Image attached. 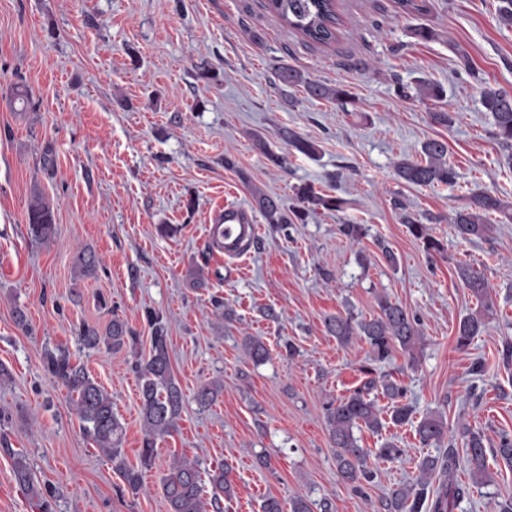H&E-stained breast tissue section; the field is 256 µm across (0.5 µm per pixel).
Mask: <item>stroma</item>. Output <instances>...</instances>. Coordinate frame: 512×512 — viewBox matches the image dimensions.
Returning <instances> with one entry per match:
<instances>
[{"mask_svg": "<svg viewBox=\"0 0 512 512\" xmlns=\"http://www.w3.org/2000/svg\"><path fill=\"white\" fill-rule=\"evenodd\" d=\"M499 0H342L341 33L329 46L308 43L284 27L265 0H0V512H39L13 474L23 454L36 484L50 490L51 512H167L160 481L174 456L197 460L208 474L233 467V495L224 512H260L264 496L289 505L306 498L313 512H383L391 489L413 482L423 457L464 455L458 421L488 437L512 433V366L499 360L512 337V222L492 215L490 238L465 241L449 219L476 192L512 204V168L491 134L480 103L490 85L512 93V26L497 20ZM426 26L431 41L413 28ZM287 63L311 78L344 86L346 106L281 92L274 67ZM439 84L451 122L431 121L429 105L401 97L399 86ZM31 91L28 104L12 90ZM127 99L119 107L118 99ZM290 127L319 147L310 158L289 151L277 131ZM287 155L271 165L254 144ZM448 143L455 187H419L397 177L394 164L418 159L427 139ZM232 157L235 168L224 166ZM311 183L347 199L344 212L305 224L261 225L237 257L211 249L216 211L251 207V186L293 202L294 186ZM54 208L58 237L31 242L27 210L34 194ZM435 216L441 253L428 255L400 220L402 210ZM368 227L360 241L339 231L345 221ZM172 225L163 235L159 225ZM384 240L396 257L388 265ZM91 247L101 259L95 277L77 280L73 256ZM462 264L486 275L494 309L467 351L456 347L460 318L479 304L457 275ZM203 270L209 285L190 286ZM389 296L422 320L416 355L394 349L373 363L365 344L339 347L327 315L367 319ZM235 321L225 323L223 309ZM23 308L28 329L15 323ZM273 308L277 316L262 318ZM168 329L169 354L183 389L180 428L159 439L143 488L132 494L110 459L83 430L71 393L43 368L45 349H65L73 363L112 397L123 426L121 448L138 465L143 437L133 364L148 355V313ZM135 333V346L89 351L81 324L112 317ZM258 336L270 359L254 364L243 349ZM292 341L299 353L280 354ZM482 360L485 371L470 366ZM375 375L406 389L414 419L442 415L444 445H422L411 424L356 436L375 477L354 489L337 473L325 405ZM223 382L216 402L195 395ZM393 440L405 453L385 461L375 452ZM268 453L271 465L256 457ZM493 481L474 485L455 512H497L512 497V469L489 464Z\"/></svg>", "mask_w": 512, "mask_h": 512, "instance_id": "stroma-1", "label": "stroma"}]
</instances>
